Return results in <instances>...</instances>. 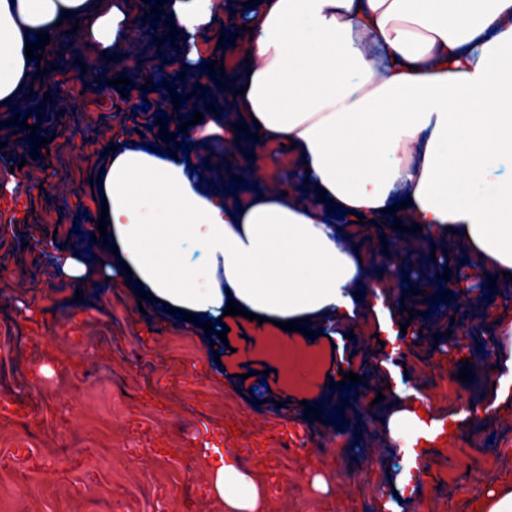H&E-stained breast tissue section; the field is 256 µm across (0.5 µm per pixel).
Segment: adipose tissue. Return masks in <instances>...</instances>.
<instances>
[{
	"instance_id": "1",
	"label": "adipose tissue",
	"mask_w": 512,
	"mask_h": 512,
	"mask_svg": "<svg viewBox=\"0 0 512 512\" xmlns=\"http://www.w3.org/2000/svg\"><path fill=\"white\" fill-rule=\"evenodd\" d=\"M162 13L155 36L177 29L188 67L208 66L199 35L222 24L221 0H165ZM67 19L122 54L126 0H0V109L25 99L26 42ZM248 24L229 81L237 121L207 110L187 127L171 114L183 160L113 127L94 181L108 242L95 264L68 253L62 280H129L150 302L187 311V335L200 333L199 317L223 322L231 299L278 322H348L369 266L343 226L360 216L422 224V238L466 242L483 275L512 274V0H253ZM216 137L237 142L228 165L245 188L201 189L197 150ZM283 145L287 165L274 153ZM301 182L312 191L304 202L288 191ZM401 196L409 206L390 213ZM390 430L410 449L441 425L404 403ZM210 486L224 512H268L233 453L220 455Z\"/></svg>"
}]
</instances>
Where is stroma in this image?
I'll list each match as a JSON object with an SVG mask.
<instances>
[{"instance_id": "1", "label": "stroma", "mask_w": 512, "mask_h": 512, "mask_svg": "<svg viewBox=\"0 0 512 512\" xmlns=\"http://www.w3.org/2000/svg\"><path fill=\"white\" fill-rule=\"evenodd\" d=\"M150 24L138 19L130 57L171 73L182 54L147 38ZM70 42L75 62L54 73L62 97L45 101L36 75L26 126L0 112V184L13 188L0 198V401L27 408L0 411V512H224L208 488L217 448L267 489L270 512H470L512 484V417L489 391L458 380L456 349L505 346L499 321L512 317V287L474 288L467 302L436 309L392 289L393 303L427 313V334L398 352L371 332L323 340L320 375L287 387L275 361L243 360L248 322L228 321L226 342L214 344L181 334L164 312H140L122 284L79 292L60 280V261L82 249L79 227L96 210L90 179L112 126L137 145L164 146L154 116L174 110L128 59L102 64L81 31ZM83 69L105 70L106 82L83 85ZM121 76L126 98L113 85ZM34 124L49 140L36 157L26 148ZM49 170L63 179L52 195L36 189ZM342 370L359 375L369 405L341 397L330 379ZM433 377L450 383L434 411L451 420L472 401L489 418L466 426L460 459L431 446L410 466L389 432L392 387L402 381L420 394ZM323 397L335 416L305 417Z\"/></svg>"}]
</instances>
